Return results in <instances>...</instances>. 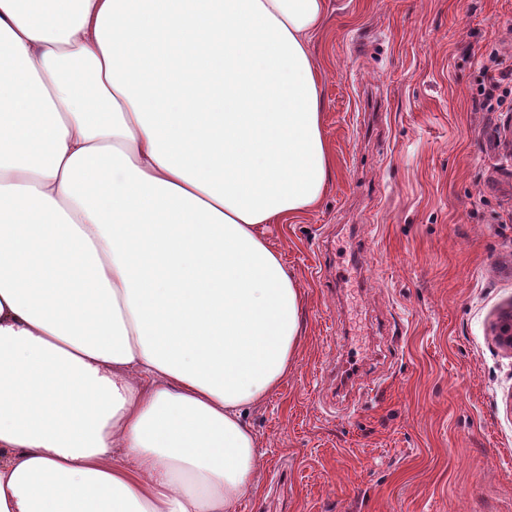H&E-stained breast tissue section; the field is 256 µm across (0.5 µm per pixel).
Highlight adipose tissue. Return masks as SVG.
Wrapping results in <instances>:
<instances>
[{
    "label": "adipose tissue",
    "instance_id": "1",
    "mask_svg": "<svg viewBox=\"0 0 512 512\" xmlns=\"http://www.w3.org/2000/svg\"><path fill=\"white\" fill-rule=\"evenodd\" d=\"M327 0H0V512H234L302 341L261 227L332 167Z\"/></svg>",
    "mask_w": 512,
    "mask_h": 512
}]
</instances>
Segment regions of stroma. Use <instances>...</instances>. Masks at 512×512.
Here are the masks:
<instances>
[{
  "mask_svg": "<svg viewBox=\"0 0 512 512\" xmlns=\"http://www.w3.org/2000/svg\"><path fill=\"white\" fill-rule=\"evenodd\" d=\"M512 0H329L311 43L333 171L264 233L302 345L245 412L261 492L237 512H512V112L485 51ZM487 70L497 71L498 77L490 76L487 83L482 84L478 89L479 100L482 108L487 112H502L503 106L510 101L512 107V61L506 64V60L496 49L487 54Z\"/></svg>",
  "mask_w": 512,
  "mask_h": 512,
  "instance_id": "35a3bbf8",
  "label": "stroma"
}]
</instances>
